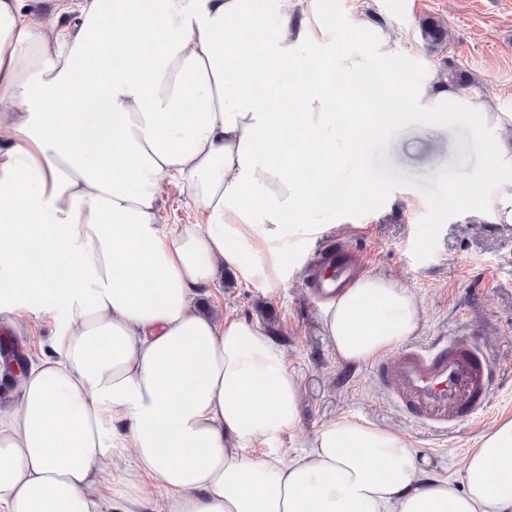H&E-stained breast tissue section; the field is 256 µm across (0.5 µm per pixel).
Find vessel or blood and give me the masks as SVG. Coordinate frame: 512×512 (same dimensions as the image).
<instances>
[{
    "label": "vessel or blood",
    "mask_w": 512,
    "mask_h": 512,
    "mask_svg": "<svg viewBox=\"0 0 512 512\" xmlns=\"http://www.w3.org/2000/svg\"><path fill=\"white\" fill-rule=\"evenodd\" d=\"M365 272L358 251L340 239L323 242L308 265L305 286L314 303L340 294ZM372 371L398 408L418 423L447 429L484 408L493 369L470 338L410 343L394 362L377 359Z\"/></svg>",
    "instance_id": "obj_1"
}]
</instances>
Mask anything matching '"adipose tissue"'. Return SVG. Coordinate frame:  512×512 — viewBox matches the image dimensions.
Here are the masks:
<instances>
[{
  "mask_svg": "<svg viewBox=\"0 0 512 512\" xmlns=\"http://www.w3.org/2000/svg\"><path fill=\"white\" fill-rule=\"evenodd\" d=\"M85 0L69 27L0 0V314L54 310L49 353L0 411V512H116L165 497L169 512H512V419L462 460V482L426 471L395 432L330 421L301 453L299 385L264 328L197 293L219 267L276 293L285 244L335 208L336 136L356 176L344 207L382 191L371 147L409 115L450 128L498 123L494 102L432 75L383 97L366 74L414 66L391 27L360 15L336 39V0ZM255 20L247 41L239 20ZM374 99L346 122L326 84ZM186 193L196 224H168ZM452 206L490 205L512 224V149H489L483 181ZM337 357L375 358L420 324L415 298L381 275L321 311ZM131 451L103 465L106 443Z\"/></svg>",
  "mask_w": 512,
  "mask_h": 512,
  "instance_id": "ef3b65f1",
  "label": "adipose tissue"
}]
</instances>
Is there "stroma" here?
<instances>
[{"mask_svg": "<svg viewBox=\"0 0 512 512\" xmlns=\"http://www.w3.org/2000/svg\"><path fill=\"white\" fill-rule=\"evenodd\" d=\"M361 10L397 32L415 60L412 79L439 73L447 61L471 71V95L496 103L499 124L475 134L466 123L448 132L413 124L396 140L373 146L370 168L382 195L362 209L315 214L321 230L294 246V272L285 288L272 295L240 280L225 285L219 277L202 297L225 315L272 323L273 339L301 390L299 423L281 436L279 447H301L323 424L345 418L394 429L426 469L457 483L466 451L490 426L512 418V226L496 223L490 212L455 209L442 200L449 182L463 184L483 172L487 147L512 146V0H336L343 26ZM425 16L448 26L442 51L425 47L419 28ZM329 236L350 240L368 274L390 277L414 296L422 317L417 341L470 332L483 345L494 384L475 418L445 432L421 426L379 391L370 362L336 358L301 282L307 261ZM58 329L51 314L19 324L0 314V339L19 341L33 359L48 350Z\"/></svg>", "mask_w": 512, "mask_h": 512, "instance_id": "1", "label": "stroma"}]
</instances>
